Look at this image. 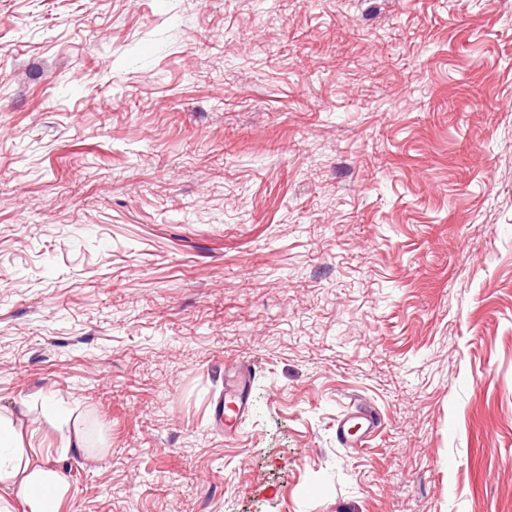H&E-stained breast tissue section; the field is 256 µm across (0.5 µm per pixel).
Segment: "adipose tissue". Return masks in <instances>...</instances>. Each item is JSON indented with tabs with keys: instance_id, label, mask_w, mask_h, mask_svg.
I'll use <instances>...</instances> for the list:
<instances>
[{
	"instance_id": "ef3b65f1",
	"label": "adipose tissue",
	"mask_w": 512,
	"mask_h": 512,
	"mask_svg": "<svg viewBox=\"0 0 512 512\" xmlns=\"http://www.w3.org/2000/svg\"><path fill=\"white\" fill-rule=\"evenodd\" d=\"M26 430L12 414L0 413V512H14L21 501L24 512H57L71 487L56 461L34 458Z\"/></svg>"
}]
</instances>
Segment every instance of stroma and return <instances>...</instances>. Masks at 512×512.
I'll return each instance as SVG.
<instances>
[{
  "label": "stroma",
  "instance_id": "1",
  "mask_svg": "<svg viewBox=\"0 0 512 512\" xmlns=\"http://www.w3.org/2000/svg\"><path fill=\"white\" fill-rule=\"evenodd\" d=\"M0 411L58 512H512V0H0ZM224 407L227 409L225 425L232 427L237 420L245 416L248 411V400L243 392L237 393L233 387H226L224 391ZM360 412V411H356ZM362 415L358 416H349L350 414L343 417L337 424L336 427V437L339 440V443L343 444V442H348L349 437L346 433V427L354 420L358 419L361 423V428H364V434L370 433L376 427L375 418L372 416V411L360 412Z\"/></svg>",
  "mask_w": 512,
  "mask_h": 512
}]
</instances>
